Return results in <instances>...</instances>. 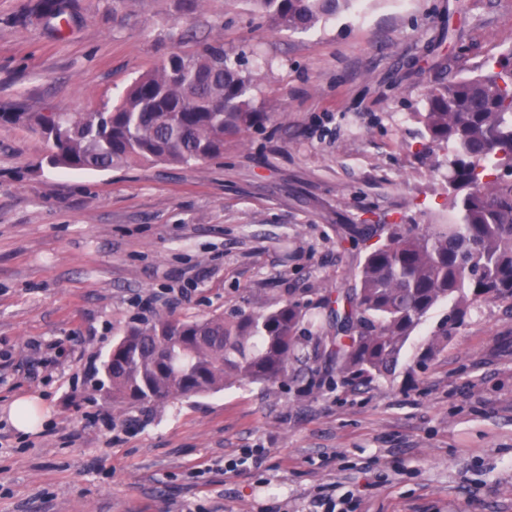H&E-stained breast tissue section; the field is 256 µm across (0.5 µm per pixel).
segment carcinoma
<instances>
[{
  "label": "carcinoma",
  "instance_id": "1",
  "mask_svg": "<svg viewBox=\"0 0 512 512\" xmlns=\"http://www.w3.org/2000/svg\"><path fill=\"white\" fill-rule=\"evenodd\" d=\"M272 25L311 29L355 0H251ZM75 0H37L29 19L53 30L69 23ZM257 77L231 62L224 44L172 51L136 78L110 108L0 112V123L40 135L44 161L62 170H108L142 162L190 165L224 157V137L261 125L268 113L250 91ZM428 140L421 162L448 149V206L438 224H352L354 241H384L366 252L357 288L326 295L336 335L304 327L305 304L289 297L273 309L230 319L158 318L131 326L104 364L106 394L117 409L216 393L243 382L276 384L291 366L325 358L342 383L391 372L428 313L452 303V321L490 302H512V48L473 77L439 81L417 113ZM312 346L307 351L305 347Z\"/></svg>",
  "mask_w": 512,
  "mask_h": 512
}]
</instances>
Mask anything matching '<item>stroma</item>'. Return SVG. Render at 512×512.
Instances as JSON below:
<instances>
[{"instance_id": "obj_1", "label": "stroma", "mask_w": 512, "mask_h": 512, "mask_svg": "<svg viewBox=\"0 0 512 512\" xmlns=\"http://www.w3.org/2000/svg\"><path fill=\"white\" fill-rule=\"evenodd\" d=\"M0 0V110L73 116L115 104L199 36L257 72L274 119L224 158L107 171L42 166L41 138L0 123V512H512V305L472 312L427 355L430 311L394 373L336 384L322 360L125 412L103 363L134 319L308 306L346 290L362 251L346 224L450 217L440 171L419 163L416 118L434 81L467 78L512 47V0H358L311 30H277L249 0H76L64 34ZM51 418L19 434L20 398ZM262 449V463L247 453Z\"/></svg>"}]
</instances>
